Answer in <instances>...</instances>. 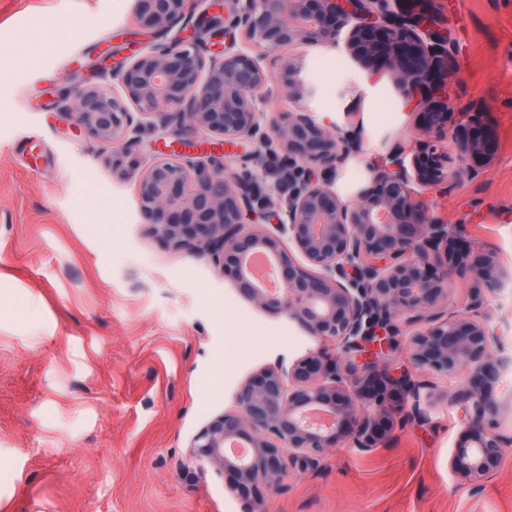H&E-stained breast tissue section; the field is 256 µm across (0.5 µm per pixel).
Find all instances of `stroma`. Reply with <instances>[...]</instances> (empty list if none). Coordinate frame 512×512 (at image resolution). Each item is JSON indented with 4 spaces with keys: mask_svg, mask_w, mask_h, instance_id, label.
<instances>
[{
    "mask_svg": "<svg viewBox=\"0 0 512 512\" xmlns=\"http://www.w3.org/2000/svg\"><path fill=\"white\" fill-rule=\"evenodd\" d=\"M135 0H0V512H244L224 479L187 460L192 435L277 357L319 348L286 317L242 297L207 258L174 251L139 213L136 184L112 170L111 144L68 118L64 96L97 84L107 52L128 63ZM457 40L448 95L475 107L489 159L479 178L434 195L471 259L512 268V0H426ZM316 86V122L354 130L357 155L319 176L341 195L367 185L392 146L449 150L391 75L370 78L341 43L296 45ZM512 356L501 292L479 309ZM424 421H397L379 447L329 449L290 475L266 512H512V451L479 490L449 467L460 413L435 398Z\"/></svg>",
    "mask_w": 512,
    "mask_h": 512,
    "instance_id": "stroma-1",
    "label": "stroma"
}]
</instances>
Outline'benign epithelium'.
<instances>
[{
    "instance_id": "obj_1",
    "label": "benign epithelium",
    "mask_w": 512,
    "mask_h": 512,
    "mask_svg": "<svg viewBox=\"0 0 512 512\" xmlns=\"http://www.w3.org/2000/svg\"><path fill=\"white\" fill-rule=\"evenodd\" d=\"M192 2L203 7L213 41L237 32L244 44L209 55L200 37L180 34L117 70L99 59L92 68L111 73L121 93L106 85L76 88V120L113 145L112 166L134 180L143 223L169 248L209 257L249 301L295 322L322 347L252 373L235 392L234 409L193 435L188 460L230 477L225 491L249 512H265L263 490L319 465L328 449L379 445L390 412L367 395L373 379L419 397L425 385L406 371L391 373L387 363L407 334L414 367L457 381L441 395L464 421L450 467L462 482L483 486L512 447L502 430L512 403L495 395L498 337L471 308L482 292L511 280L512 270L483 255L472 268L476 290L466 312L455 309L451 282L468 250L453 247L460 236L430 215L409 182L414 177L438 191L459 174L475 177L469 160L485 155L486 145L451 133L453 171L418 157L408 165L395 146L389 164L371 169L370 185L350 203L313 167L346 161L351 135L340 128L332 135L312 118L304 103L316 88L303 81L298 61L279 54L286 46L334 42L350 23V53L373 74H391L417 105L435 102L433 129L455 109L430 95L450 75L451 28L429 14L400 15L402 0H136L137 18L145 30L168 33ZM275 78L298 109L269 119L264 91ZM186 130L247 149L246 168L230 170L224 154L200 157L172 146L151 160L141 155L145 137ZM273 166L278 178L267 184ZM258 252L273 261L272 287H260L247 266ZM229 441L248 456H228Z\"/></svg>"
}]
</instances>
